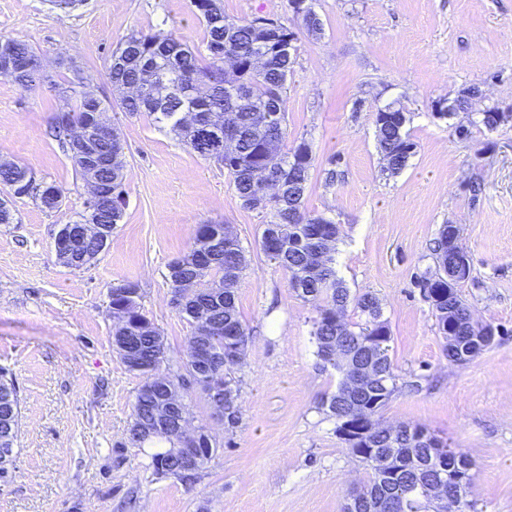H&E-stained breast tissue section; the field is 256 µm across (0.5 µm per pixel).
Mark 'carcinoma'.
I'll list each match as a JSON object with an SVG mask.
<instances>
[{"mask_svg":"<svg viewBox=\"0 0 512 512\" xmlns=\"http://www.w3.org/2000/svg\"><path fill=\"white\" fill-rule=\"evenodd\" d=\"M194 13L205 30V49L189 45L173 33L146 35L130 33L113 51L108 66L112 88L120 93V107L129 114L147 113L156 122L165 124L168 132L181 145L201 157L205 149L214 148L222 154L221 164L232 180L233 189L243 206L263 209L269 216L264 224L258 246L283 270L289 273V287L310 303L317 317L312 335L317 355L324 365L337 370L342 379L334 394L323 406L330 416L342 414L364 417L367 435L353 453L370 466V475L363 488L346 499L343 512H448V500L456 502L454 512H474L469 470L471 462L461 451L448 454L442 448L413 447L407 435L408 426L385 425L379 414L396 390V375L389 355V344L367 350L372 367L380 373L373 383L359 388L352 383V369L364 343L383 333L390 334L382 319L379 300L372 294L353 297L332 266L338 239V226L330 219L304 211L314 156L306 140L289 147L275 164L266 160L265 143L274 135L284 141L287 135L286 100L288 74L294 57L276 52L293 30L280 24L278 32L266 39L256 32L251 22L230 19L224 15L221 0H191ZM36 55L27 42L0 36V57L24 59ZM67 101L63 109L77 116L88 112L103 113L106 106L95 101L79 73L69 81ZM471 99L461 91L452 100L446 116L468 113ZM199 112L206 128L190 122L187 115ZM405 108L390 104L378 110L376 133L379 152L386 170L399 173L407 164L416 144L405 132ZM233 124V135L224 138V129ZM63 152L70 155L75 172L83 180H97L104 193L116 192L109 206L92 213H79L73 226L96 222L105 226L104 241L75 234V252L89 259L72 265L75 270L95 264L106 249L117 224L121 223L126 206L125 165L122 156L113 163L87 175L81 163L71 155L68 133L54 127ZM261 168L279 190V199L271 206L260 207L262 185L253 179L252 170ZM30 169L19 163L0 166V184L7 188L9 198L0 199V224L15 221L11 199L29 197L47 210L61 203L42 190L44 180L25 178ZM300 210L303 224L288 222V211ZM448 230L440 232L435 248V268L422 280L424 296L435 312L439 334L444 339L448 360L465 364L476 357V339L484 327L475 323L470 308L457 291V282L448 280V268L455 253L446 246ZM246 268V256L239 240L222 224H198L190 247L167 265V279L172 294H179L183 284L192 280L208 281L204 288L191 290L179 315L195 331L200 324L210 327L206 336L212 350V362L205 370L197 367L191 357L174 361L167 350L157 344L161 332L141 312L139 284L125 280L112 286L110 303L127 302V316L115 324L112 335L126 336L146 358L138 375L143 382L133 404V422L128 443L141 448L145 444L167 442L170 447L151 454L155 475L175 478L192 484L211 459L216 439L201 435L197 448L199 459L193 466L184 465L175 452L183 440L184 429L192 423L189 405L169 408V426L151 431L148 425L154 411L165 406L174 388L196 387L212 403L211 390H224V427L238 424L242 405L239 384L232 377L244 365L248 334L237 304V284ZM354 306L365 316L362 324L346 321L345 313ZM0 390L12 397L14 421L20 417V394L13 372L0 366ZM400 470L398 491L390 489L389 475Z\"/></svg>","mask_w":512,"mask_h":512,"instance_id":"1","label":"carcinoma"}]
</instances>
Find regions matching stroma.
<instances>
[{
  "instance_id": "35a3bbf8",
  "label": "stroma",
  "mask_w": 512,
  "mask_h": 512,
  "mask_svg": "<svg viewBox=\"0 0 512 512\" xmlns=\"http://www.w3.org/2000/svg\"><path fill=\"white\" fill-rule=\"evenodd\" d=\"M226 16L297 24L288 0H222ZM320 35L298 33L286 90V145L315 156L304 206L339 228L336 276L351 294L375 295L387 321L397 390L386 424L426 428L471 460L476 512H512V0H314ZM173 33L202 44L190 0H0V35L41 55L45 80L26 91L0 76V162L27 166L60 187L48 210L14 201L0 224V365L21 397L18 456L0 480V512H341L369 469L336 434L323 402L340 375L323 366L311 334L315 312L258 247L264 214L245 208L224 168L178 143L147 114L107 118L124 141L127 205L99 261L74 270L55 237L83 209L87 185L49 134L70 66L111 93L110 56L131 32ZM480 88L469 113L436 104ZM402 104L416 145L406 167L382 174L375 113ZM496 108L495 130L456 122ZM336 181H328L329 170ZM225 224L247 266L238 306L248 332L242 414L216 423L198 389L184 390L193 423L218 447L191 485L161 478L150 448L127 446L140 376L112 346L109 291L138 282L144 314L170 357H185L192 326L170 305V260L196 225ZM460 229L470 275L458 292L475 319L497 329L466 364L446 360L422 279L443 225Z\"/></svg>"
}]
</instances>
